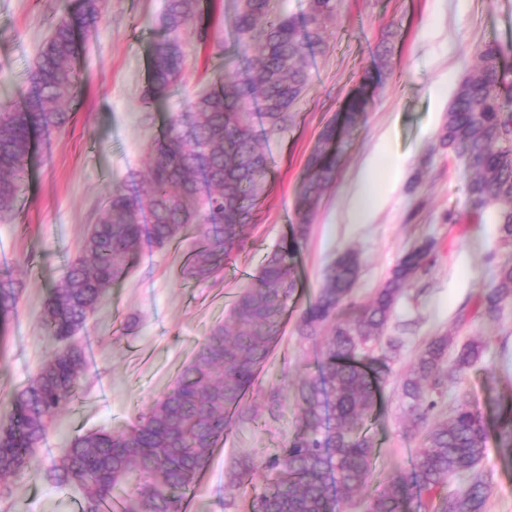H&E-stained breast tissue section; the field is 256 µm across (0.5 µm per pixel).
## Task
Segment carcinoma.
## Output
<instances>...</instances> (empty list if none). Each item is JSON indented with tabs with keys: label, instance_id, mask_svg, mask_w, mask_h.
Returning <instances> with one entry per match:
<instances>
[{
	"label": "carcinoma",
	"instance_id": "obj_1",
	"mask_svg": "<svg viewBox=\"0 0 512 512\" xmlns=\"http://www.w3.org/2000/svg\"><path fill=\"white\" fill-rule=\"evenodd\" d=\"M334 13L335 0H307L300 16L278 9L275 0H238L234 37L249 54L246 65L226 62L210 89L170 118L149 148L148 187L132 176L113 188L41 309L42 326L58 348L4 402L0 498L11 495L9 479L29 471L36 449L82 389L88 357L76 334L144 246L167 248L195 225L198 241L184 275L203 282L248 245L246 230L270 172L258 137L288 129L309 83L307 50L323 44ZM98 20L96 0H80L75 12L58 17L20 100L0 105L1 218L19 201L34 133L49 137L70 118L62 98L81 92L77 30L89 33ZM161 27L143 95L148 108L183 83L184 36L190 33L202 44L212 39L201 0H166ZM475 56L479 66L459 82L437 141L470 173V209L493 210L501 241L512 245V67L497 44L476 46ZM377 82L374 72L365 71L322 128L305 166L290 238L266 254L258 275L233 301L228 320L210 330L168 390L121 431L75 435L61 458L41 470L45 482L74 496L78 512H106L114 501L120 512H183L232 420L253 419L245 398L271 356L294 295L296 251L336 176L344 137L363 122ZM256 104L259 134L252 122ZM433 258L429 242L411 249L357 316L347 319L340 312L355 306L359 258L347 250L331 264L298 318L300 337L314 341L324 333L326 340L315 371L297 386L295 431L285 448L264 461L248 456L233 463L224 505H233L235 491L259 469L266 483L252 512H336L374 481L376 448L366 425L401 348L400 339L385 332L404 287ZM18 298L12 275L1 273L0 311H15ZM511 303L512 264L505 263L495 282L480 291L478 308L497 320ZM451 345L446 336L432 338L401 380V401L421 448L407 470L379 484L365 512H485L489 484L477 467L491 433L487 418L465 398L448 417H436L448 383L481 360L485 344L472 338L452 355ZM498 422L500 449L511 456L512 404ZM452 478L464 483L450 491Z\"/></svg>",
	"mask_w": 512,
	"mask_h": 512
}]
</instances>
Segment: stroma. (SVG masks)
<instances>
[{
  "label": "stroma",
  "mask_w": 512,
  "mask_h": 512,
  "mask_svg": "<svg viewBox=\"0 0 512 512\" xmlns=\"http://www.w3.org/2000/svg\"><path fill=\"white\" fill-rule=\"evenodd\" d=\"M165 0H99L100 20L85 36L77 63L83 84L70 121L40 141L16 212L0 220V272L20 283L16 312L0 318V399L27 383L53 349L40 322L51 290L62 278L106 197L129 174L146 175L153 138L187 99L203 91L237 53L236 0H219L209 15L213 41L186 37L182 87L145 108L152 45ZM74 0H0V102L20 98L25 79L50 33L54 16ZM389 39L393 55L377 52ZM488 42L512 47V0H336L323 45L309 56L310 84L295 104L285 132L261 138L271 172L249 229L251 245L233 254L224 271L201 282L182 268L194 229L163 250L144 248L111 299L81 333L88 375L37 452V467L11 482L0 512H78L66 492L44 482L39 467L59 458L79 431L125 428L153 403L194 356L211 328L224 322L237 293L259 270L267 251L294 222L293 202L307 158L362 70H378L365 120L347 139L335 180L325 189L297 254L298 288L281 335L259 372L247 403L255 422L233 423L200 476L190 512H250L264 485L255 474L224 505L225 474L244 456L261 458L283 448L299 410L298 379L313 370L323 342L303 340L297 320L314 299L327 268L346 250L359 253L355 301L365 304L388 279L399 258L418 243L435 245V262L405 289L387 333L401 337L398 360L382 386V407L367 427L377 448L376 478L408 468L420 446L405 430L399 383L433 337L461 346L478 337L486 349L478 364L449 385L441 402L449 412L466 398L482 409L512 401V306L490 321L476 309L482 288L500 264L512 263L490 219H475L465 194L468 174L436 134L462 77L477 64L474 49ZM416 190H409L413 175ZM374 187L376 202L364 223L351 221L355 199ZM279 389L278 410L267 393ZM480 465L491 480L485 512H512V460L490 441Z\"/></svg>",
  "instance_id": "obj_1"
}]
</instances>
